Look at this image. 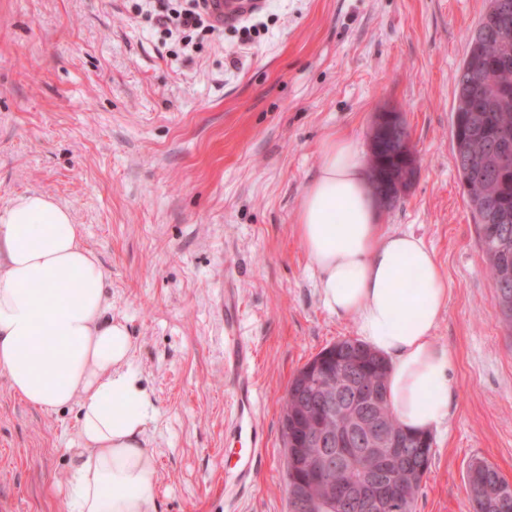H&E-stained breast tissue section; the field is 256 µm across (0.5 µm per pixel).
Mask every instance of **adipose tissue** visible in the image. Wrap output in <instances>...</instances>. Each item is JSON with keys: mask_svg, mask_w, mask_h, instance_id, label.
<instances>
[{"mask_svg": "<svg viewBox=\"0 0 512 512\" xmlns=\"http://www.w3.org/2000/svg\"><path fill=\"white\" fill-rule=\"evenodd\" d=\"M297 231L324 308L353 319L360 341L388 361L396 418L438 428L454 390L452 355L433 341L448 280L423 239L377 223L352 137L323 142ZM104 281L67 208L30 194L0 211V370L33 407H79L67 512H156L155 459L142 440L153 405L128 368L126 326L105 316Z\"/></svg>", "mask_w": 512, "mask_h": 512, "instance_id": "1", "label": "adipose tissue"}]
</instances>
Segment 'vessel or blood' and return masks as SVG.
I'll list each match as a JSON object with an SVG mask.
<instances>
[{
    "label": "vessel or blood",
    "mask_w": 512,
    "mask_h": 512,
    "mask_svg": "<svg viewBox=\"0 0 512 512\" xmlns=\"http://www.w3.org/2000/svg\"><path fill=\"white\" fill-rule=\"evenodd\" d=\"M263 0H210L209 7L217 21L231 22L262 6ZM254 349L241 336L232 293L224 295V376L231 387L234 416L231 431L244 448L234 472L227 481L235 491L246 490L253 468L264 446L262 430L255 415L256 383L251 373Z\"/></svg>",
    "instance_id": "1"
}]
</instances>
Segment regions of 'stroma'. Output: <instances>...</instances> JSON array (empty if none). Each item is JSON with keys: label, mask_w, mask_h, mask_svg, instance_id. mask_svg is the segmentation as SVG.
Instances as JSON below:
<instances>
[{"label": "stroma", "mask_w": 512, "mask_h": 512, "mask_svg": "<svg viewBox=\"0 0 512 512\" xmlns=\"http://www.w3.org/2000/svg\"><path fill=\"white\" fill-rule=\"evenodd\" d=\"M136 0H0V209L67 206L104 274L107 314L154 406L143 441L157 512H288L283 400L323 348L356 337L329 313L297 233L302 195L336 132L368 143L402 113L419 160L379 224L434 250L448 304L433 340L453 356L454 402L432 430L416 512H471L482 459L512 483V338L454 163L457 70L488 0H267L183 47ZM256 351L262 463L224 487L238 454L224 378V290ZM78 410L32 407L0 370V504L66 512ZM404 127L405 121L399 112L379 113L373 124L371 141L375 142V136H380L391 143H396V135L403 132Z\"/></svg>", "instance_id": "obj_1"}]
</instances>
